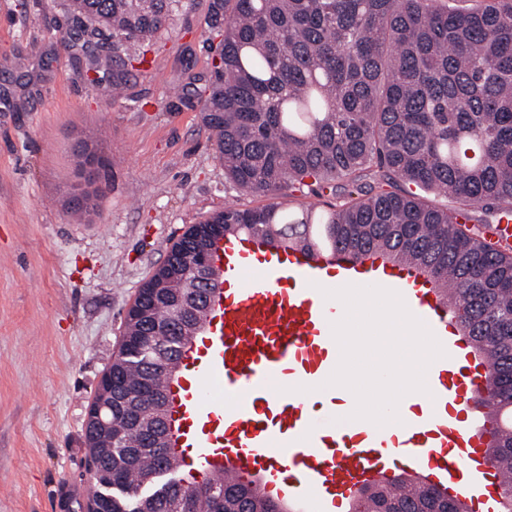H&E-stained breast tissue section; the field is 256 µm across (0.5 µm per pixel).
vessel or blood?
I'll return each mask as SVG.
<instances>
[{
    "label": "vessel or blood",
    "instance_id": "b4317fda",
    "mask_svg": "<svg viewBox=\"0 0 512 512\" xmlns=\"http://www.w3.org/2000/svg\"><path fill=\"white\" fill-rule=\"evenodd\" d=\"M213 266L217 286L203 329L164 381L175 468L254 477L264 498H301L312 512H341L361 489L394 482L400 469L468 512H497L508 474L472 413L488 391L491 363L460 335L443 291L419 264L227 234L215 244ZM331 276L398 292L446 352L432 364L429 408L403 420L399 439L352 419L355 401L320 414L300 391L325 382L340 359L330 331L339 306L319 292Z\"/></svg>",
    "mask_w": 512,
    "mask_h": 512
}]
</instances>
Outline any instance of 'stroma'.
Segmentation results:
<instances>
[{"label":"stroma","instance_id":"stroma-1","mask_svg":"<svg viewBox=\"0 0 512 512\" xmlns=\"http://www.w3.org/2000/svg\"><path fill=\"white\" fill-rule=\"evenodd\" d=\"M208 0H182L102 100L69 0H0V512H83L85 424L126 311L191 225L266 197L241 192L200 112ZM105 160L97 209L74 220L75 139Z\"/></svg>","mask_w":512,"mask_h":512}]
</instances>
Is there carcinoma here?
<instances>
[{
    "mask_svg": "<svg viewBox=\"0 0 512 512\" xmlns=\"http://www.w3.org/2000/svg\"><path fill=\"white\" fill-rule=\"evenodd\" d=\"M438 0H209L212 70L200 96L224 176L239 190L277 198L322 197L348 186L342 203L286 211L280 203L226 208L191 225L140 288L112 358V432L85 431L94 488L87 512H104L99 474L112 470L127 494L112 512H279L245 482L202 478L161 485L152 502L134 496L142 480L170 470V439L127 462L112 440L135 443L132 423L166 416L161 380L176 373L187 333L202 308L177 303L186 272L212 254L216 235L239 232L282 246L382 249L418 262L449 296L462 335L491 361L490 416L512 418V254L467 223L512 218V0H475L448 9ZM181 0H70L84 29L112 34V78L124 92L128 66L169 27ZM74 193L85 214L97 206L102 163L94 141L73 146ZM450 195L448 212L409 190ZM173 327V345L154 361L134 354L155 325ZM490 454L512 474V422L491 433ZM354 512H462L434 486L367 489Z\"/></svg>",
    "mask_w": 512,
    "mask_h": 512,
    "instance_id": "1",
    "label": "carcinoma"
}]
</instances>
